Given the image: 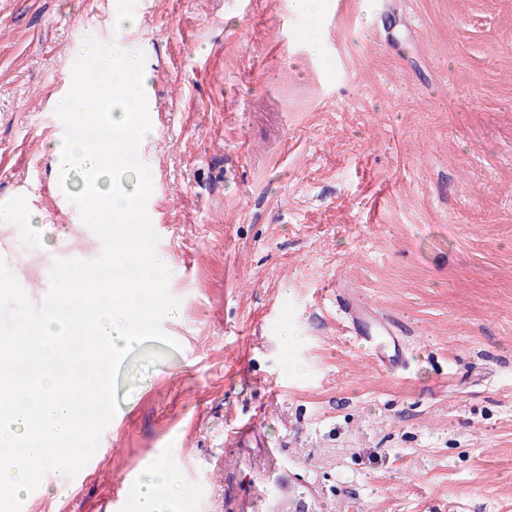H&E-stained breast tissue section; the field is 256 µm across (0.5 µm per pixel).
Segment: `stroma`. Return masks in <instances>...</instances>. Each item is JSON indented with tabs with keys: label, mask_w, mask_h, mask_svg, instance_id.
I'll use <instances>...</instances> for the list:
<instances>
[{
	"label": "stroma",
	"mask_w": 512,
	"mask_h": 512,
	"mask_svg": "<svg viewBox=\"0 0 512 512\" xmlns=\"http://www.w3.org/2000/svg\"><path fill=\"white\" fill-rule=\"evenodd\" d=\"M0 0V258L42 304L102 244L65 210L51 145L83 34L152 74L141 148L177 317L123 362L92 465L29 512H139L124 481L173 464L175 512H512V0ZM66 225L49 255L28 211ZM359 297L405 332L384 371ZM257 423L255 437L234 433Z\"/></svg>",
	"instance_id": "1"
}]
</instances>
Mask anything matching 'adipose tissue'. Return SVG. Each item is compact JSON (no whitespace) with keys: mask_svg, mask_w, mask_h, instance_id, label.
I'll return each instance as SVG.
<instances>
[{"mask_svg":"<svg viewBox=\"0 0 512 512\" xmlns=\"http://www.w3.org/2000/svg\"><path fill=\"white\" fill-rule=\"evenodd\" d=\"M85 84L106 85L117 98L98 99L86 91L62 102L69 133L52 145L57 188L76 193L78 203L102 214L105 223L125 224L136 214V187L146 186L149 173L139 160V147L154 136L140 117V102L151 74L132 60L114 58L95 36L84 48ZM177 476L161 464L134 491L140 512H160L159 490L176 498Z\"/></svg>","mask_w":512,"mask_h":512,"instance_id":"ef3b65f1","label":"adipose tissue"}]
</instances>
